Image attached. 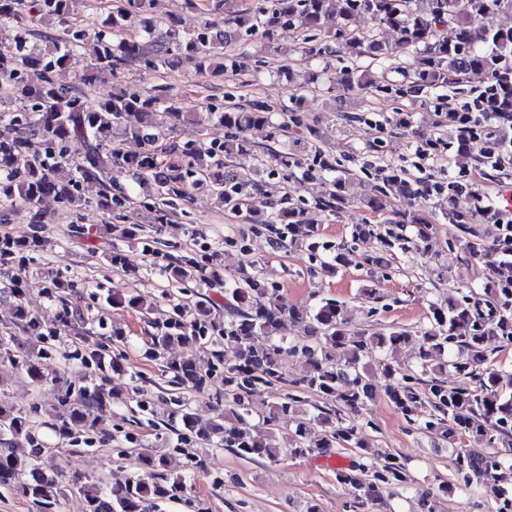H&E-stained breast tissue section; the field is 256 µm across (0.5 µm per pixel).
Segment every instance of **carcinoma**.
<instances>
[{
  "mask_svg": "<svg viewBox=\"0 0 512 512\" xmlns=\"http://www.w3.org/2000/svg\"><path fill=\"white\" fill-rule=\"evenodd\" d=\"M153 0H122L111 9L94 33L69 24L73 15L87 11L90 0H0V20L19 23L14 44L0 48V82L9 88L11 100L19 104L10 121L13 133L0 135V202L21 201L28 207L30 223H40L39 202L51 197L62 207L77 211L91 202L123 218L130 199L119 176L130 173L137 180L154 179L163 200L143 202L155 212V221L169 220L168 207L189 197L190 189L207 185L218 207L234 214L242 224L262 225L273 235L278 249L305 250L312 256L327 253L321 262L326 275L350 266L388 268L410 248L426 255L433 225L411 210L391 208L390 198L415 194L432 195L441 187L428 181H413L398 168H380L379 195L366 201V208L385 217L394 228H410L406 235L378 224L352 225L351 238L373 236L378 251L359 255L348 245L333 246L320 227L308 217L306 208L283 201L277 207H259L267 181L291 177L297 170L333 174L326 196L316 208L329 215L340 214L348 201L352 170L336 154L319 145L320 132L299 108L286 109L287 120L276 124L272 109L254 99L246 104L228 101L216 112L224 137L213 140L204 153L189 145L173 144L175 158L160 165L155 144L159 136L157 117H168L172 128L192 122L193 113L166 104L165 93H151L119 85L107 98L89 102L72 92L67 82L68 61L73 51L82 50L90 65L79 83L93 84L100 75H118L138 66L156 70L173 67L189 55L199 66L216 73H241L247 63L239 54L224 52V46L242 36L258 35L269 46L281 32L300 25L314 32L305 39L307 55L330 63L340 51L352 58L374 60L396 55H414L419 68L410 75L404 70L396 91L418 93L424 89L459 84L470 73H482L489 82L475 98V111L448 113L453 133L454 159L469 158L468 145L475 129L497 121L512 126V26L497 24L494 16L512 14V0H427L423 11L417 0H253L252 6L224 19L212 20L224 11L226 0H183L189 9L209 16L190 37L169 28L158 32L152 12ZM359 17H368L397 34L389 45L349 29ZM46 19L60 21L54 34H41L48 45L38 52L30 38ZM141 28L137 38L126 37L132 25ZM39 72L37 83L24 74ZM339 81L389 89L385 76L369 69L347 68ZM261 128L274 143L273 164L261 169L257 153L245 133ZM138 141L142 150L124 153L111 142L114 131ZM83 142L82 161L70 165L69 145ZM265 172L266 178L256 175ZM475 184L448 181V210L444 219L468 230L469 259L491 268L495 277L482 292L448 299L429 307V324L421 334L399 326L367 329L346 318L343 304L322 298L312 307L284 306L273 301L275 285L250 261L231 278L221 275L205 255L189 251L173 256L148 243L145 250L152 263L181 281L224 286L227 315L218 323L210 307L198 301L170 304L169 317L155 326L146 357L162 361L172 374L171 383L196 390L219 385L224 405L202 424L187 408L171 413L181 430L204 444L216 443L232 449L243 459L276 460L281 448L272 426L280 417L296 416L288 440L294 456L310 455L327 448H365L364 434L356 420L360 409L373 397L372 370L363 363L365 355L378 351L377 370L388 381L387 396L410 423L428 433L453 440L468 438L473 447L453 449V483L441 488L472 492L477 488L496 504L495 512H512V491L501 485L503 470L512 471V374L507 376L487 367V343L494 338L512 345V223H501L491 209L459 211L457 200L467 195L478 198ZM142 224L113 225L117 240H135ZM46 240L34 233L24 238H0V267L23 263L24 255L42 250ZM13 297L14 324L22 335L13 337L14 347L0 343V361L24 374L35 384L58 383L60 378L42 362L45 349L37 319L30 316L20 289ZM117 307L133 309L148 316L156 306L149 295L132 294L109 298ZM287 322L303 325L306 340L278 337ZM75 358L95 374L94 382L76 393L65 390L61 411L54 426L65 438L103 431L112 404L121 395L110 387L112 375L127 374L124 356L110 354L105 346L87 336H78ZM420 344L419 369H408L391 358L402 345ZM175 345H208L214 358L205 373L193 358L163 360ZM298 356L304 374L296 390L276 403L262 426L251 429L244 419L252 412L253 391L284 380L280 358ZM453 371L460 383L449 385L446 375ZM314 393L338 403L334 410L309 414L301 408L304 395ZM167 459L149 450L139 456L140 473L111 489L100 480H86L82 486L85 512H153L156 502L169 499L185 486V477L164 474ZM337 482L347 486L355 499L377 501L387 485L409 483L405 468L388 454L383 465L362 463L340 471ZM64 469L47 462L43 445L36 437L27 411L0 400V489L18 490L38 509L54 505L66 493Z\"/></svg>",
  "mask_w": 512,
  "mask_h": 512,
  "instance_id": "cac0c4a2",
  "label": "carcinoma"
}]
</instances>
